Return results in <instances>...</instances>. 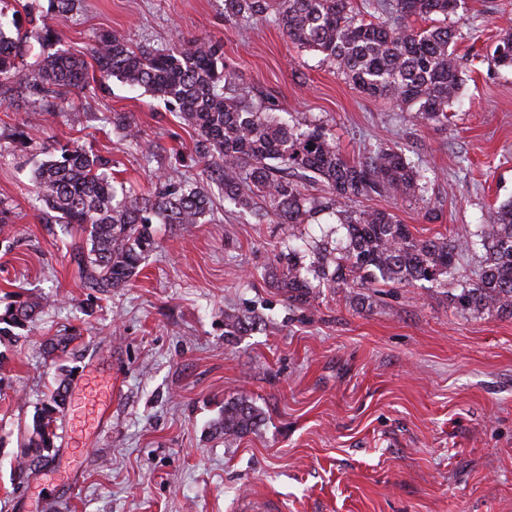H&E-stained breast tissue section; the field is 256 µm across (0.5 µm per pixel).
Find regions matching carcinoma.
<instances>
[{
    "mask_svg": "<svg viewBox=\"0 0 512 512\" xmlns=\"http://www.w3.org/2000/svg\"><path fill=\"white\" fill-rule=\"evenodd\" d=\"M461 0H367L368 18L354 12L352 0H224V19L235 24L275 20L288 38L320 53L361 93L393 101L415 112L418 121L448 125V106L463 85V64L452 45L462 34L442 23L417 30L413 17L448 19ZM54 17L71 14L78 0H50ZM0 0V104L15 96L44 103L42 112H75L71 92H93L87 62L58 47L36 68L23 64L25 41ZM99 81L112 77L144 89L178 108L194 128L195 155L224 202L247 212L259 224L289 225L288 254L280 258L277 283L288 298L303 303L310 290L370 285H415L448 289V301L462 313L512 317V200L499 204L476 230L418 238L397 217L352 203L371 196H410L427 189L428 176L393 147L380 143L364 158L349 161L318 124L290 126L276 113L272 95L254 100L232 88L233 69L224 63L223 45L202 37L163 48L129 45L114 32L95 36L90 52ZM495 65L512 68V30L493 50ZM104 122L139 143L137 125L127 112ZM47 159L34 171L35 192L46 224L78 227L83 237L70 242L69 261L85 287L107 296L138 275L157 248L154 224H202L210 193L161 166L145 193L112 181V159L75 145L45 149ZM320 217L344 230L336 247L302 246L298 226ZM482 252L473 278L458 276L462 253ZM43 309L35 300L16 301L0 310V343L31 332ZM256 316L224 313L233 333ZM78 336H53L42 343L52 358H77ZM72 370L44 394L28 425L18 455L17 479L46 464L55 450L58 421L65 413ZM259 414L244 399L224 403L215 430L233 440L250 431Z\"/></svg>",
    "mask_w": 512,
    "mask_h": 512,
    "instance_id": "1",
    "label": "carcinoma"
}]
</instances>
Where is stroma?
Instances as JSON below:
<instances>
[{"label": "stroma", "instance_id": "stroma-1", "mask_svg": "<svg viewBox=\"0 0 512 512\" xmlns=\"http://www.w3.org/2000/svg\"><path fill=\"white\" fill-rule=\"evenodd\" d=\"M448 24L465 73L444 127L360 94L272 20L226 22L224 0H80L57 28L83 57L111 30L159 48L221 42L236 88L274 95L282 121L323 125L351 161L385 141L426 168L425 200L367 205L432 238L512 199V70L491 59L512 0H465ZM82 105L31 124L25 147L10 131L34 100L0 106V198L18 215L0 233V297L48 301L27 338L0 345V512H512V318L460 313L444 289L419 286L318 288L293 303L271 279L287 225L219 196L205 223L155 225L132 285L96 299L68 236L41 220L43 147L110 156L116 180L145 192L153 166L102 114H133L143 141L192 177L196 133L114 78ZM249 308L261 322L225 335V313ZM64 333L80 334L81 355L54 457L20 484L25 427L55 378L40 344ZM236 398L260 420L228 442L212 424Z\"/></svg>", "mask_w": 512, "mask_h": 512}]
</instances>
